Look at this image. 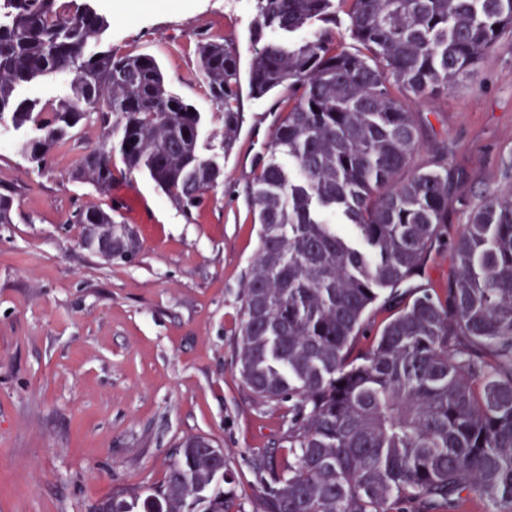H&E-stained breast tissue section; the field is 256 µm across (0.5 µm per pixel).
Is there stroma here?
Masks as SVG:
<instances>
[{
  "label": "stroma",
  "instance_id": "stroma-1",
  "mask_svg": "<svg viewBox=\"0 0 512 512\" xmlns=\"http://www.w3.org/2000/svg\"><path fill=\"white\" fill-rule=\"evenodd\" d=\"M110 22L116 54L145 53L168 88L205 113L204 136L219 135L196 45L229 42L242 62L253 46L254 0H93ZM287 90L243 97L244 123L224 160V183L192 217L148 176L132 173L111 195L67 173L100 146L97 116L36 167L0 133V194L13 223L0 224V512H90L119 489L161 482L179 442L203 435L235 472L236 512H260L256 459L288 454L284 408L260 404L233 363L238 292L259 245L246 194L266 157ZM427 127L421 159L447 147L459 171L449 193L448 233L466 222L465 203L507 189L501 159L512 152V48L487 55L475 76L413 106ZM127 204L122 220L141 250L108 263L86 250L80 206Z\"/></svg>",
  "mask_w": 512,
  "mask_h": 512
}]
</instances>
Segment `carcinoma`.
<instances>
[{"mask_svg":"<svg viewBox=\"0 0 512 512\" xmlns=\"http://www.w3.org/2000/svg\"><path fill=\"white\" fill-rule=\"evenodd\" d=\"M346 15L353 49L335 46ZM91 0H0V126L42 165L88 114L107 128L69 179L109 191L145 172L186 216L224 182L242 122L240 58L202 38L198 73L224 124L206 154L203 113L168 88L149 54L115 55ZM512 0H256L249 93L287 88L249 191L259 248L239 291L234 364L256 399L288 406L292 460L254 464L263 512H512V191L473 205L440 290L400 287L448 232V159L417 164L424 129L410 103L460 85L504 47ZM301 33L287 45L272 38ZM67 79L46 111L22 86ZM120 156L123 167L114 163ZM123 203L83 207L124 261L139 243ZM351 226L340 231L336 217ZM394 308L366 351V314ZM211 440L189 436L148 498L120 491L112 512H229L234 476Z\"/></svg>","mask_w":512,"mask_h":512,"instance_id":"cac0c4a2","label":"carcinoma"}]
</instances>
